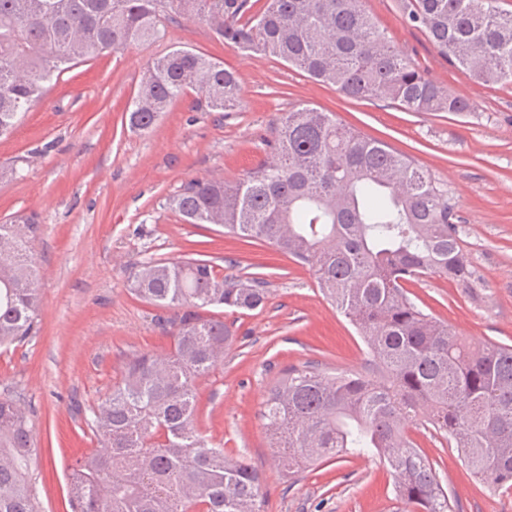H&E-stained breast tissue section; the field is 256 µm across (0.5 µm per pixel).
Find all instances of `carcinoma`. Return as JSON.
I'll return each mask as SVG.
<instances>
[{
	"label": "carcinoma",
	"instance_id": "cac0c4a2",
	"mask_svg": "<svg viewBox=\"0 0 512 512\" xmlns=\"http://www.w3.org/2000/svg\"><path fill=\"white\" fill-rule=\"evenodd\" d=\"M401 13L464 78L512 84V11L500 0H401ZM175 15L351 99L409 112L475 108L398 51L364 0H266L259 10L251 0H0V136L79 61L158 39ZM188 90L211 111L243 103L234 71L179 48L147 67L129 126L151 129ZM267 146L269 160L245 178L191 180L167 207L188 224H219L312 269L367 346L363 372L292 366L270 389L260 415L281 469L291 476L336 457L377 455L410 512H452L433 464L406 434L417 422L460 449L472 474L511 487L512 346L468 342L407 289L430 274L460 288L474 281L448 190L415 160L313 107L283 113ZM38 231L32 216L0 222V347L36 333ZM263 284L228 280L207 260L141 265L130 292L184 312L171 321L170 350L131 357L87 421L101 448L67 476L71 512H258V471L196 429L195 380L232 343L224 321L201 311L256 309L267 298ZM35 445L21 399L1 398L0 512H36Z\"/></svg>",
	"mask_w": 512,
	"mask_h": 512
}]
</instances>
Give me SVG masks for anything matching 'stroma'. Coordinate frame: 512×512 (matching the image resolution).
Listing matches in <instances>:
<instances>
[{
    "instance_id": "1",
    "label": "stroma",
    "mask_w": 512,
    "mask_h": 512,
    "mask_svg": "<svg viewBox=\"0 0 512 512\" xmlns=\"http://www.w3.org/2000/svg\"><path fill=\"white\" fill-rule=\"evenodd\" d=\"M394 46L474 111L408 112L387 101L354 100L274 58L225 45L207 24L178 17L164 37L91 57L66 72L16 129L0 138V221L36 213L39 331L0 351V398L20 396L37 429L40 512H71L67 474L99 443L84 421L125 363L165 354L174 310L130 293L148 259L212 261L228 279L264 278L267 300L225 309L235 341L197 379L196 426L209 443L261 475L260 512H404L378 456L323 462L289 476L277 465L259 416L282 371L305 363L363 371L366 346L322 296L313 271L259 240L185 223L166 199L193 179H243L269 158L281 113L303 105L387 143L427 167L456 204L471 287L429 275L411 285L416 303L477 342L512 346V86L466 80L420 30L404 25L398 0H365ZM188 47L236 72L243 107L210 112L198 96L177 99L153 128L130 129L126 109L148 61ZM408 435L433 462L454 512H512V487L472 476L458 449L418 425Z\"/></svg>"
}]
</instances>
